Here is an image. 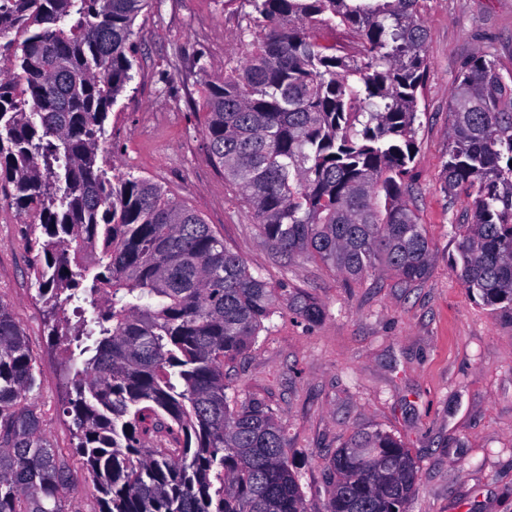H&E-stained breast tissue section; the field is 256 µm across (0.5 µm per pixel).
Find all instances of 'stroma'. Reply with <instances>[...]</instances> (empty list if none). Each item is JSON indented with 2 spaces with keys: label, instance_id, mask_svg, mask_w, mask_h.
<instances>
[{
  "label": "stroma",
  "instance_id": "stroma-1",
  "mask_svg": "<svg viewBox=\"0 0 512 512\" xmlns=\"http://www.w3.org/2000/svg\"><path fill=\"white\" fill-rule=\"evenodd\" d=\"M247 0H149L133 30V80L105 123L102 147L118 171L160 183L221 234L273 288L311 293L324 318L306 324L279 302L267 331L228 375L264 400L288 438L308 512H324L329 465L357 430H382L408 448L418 490L408 512H512V317L464 288L455 236L467 198L443 188L450 94L464 62L486 51L512 69V0H426L428 73L419 94L409 205L424 224L431 273L411 288L388 273L352 280L320 260H287L262 241L238 188L211 161L200 105L208 78L248 47ZM204 56L207 73L194 68ZM30 215L0 191V300L40 367L36 405L54 443L70 446L59 411L57 355L26 249Z\"/></svg>",
  "mask_w": 512,
  "mask_h": 512
}]
</instances>
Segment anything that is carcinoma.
<instances>
[{"instance_id":"obj_1","label":"carcinoma","mask_w":512,"mask_h":512,"mask_svg":"<svg viewBox=\"0 0 512 512\" xmlns=\"http://www.w3.org/2000/svg\"><path fill=\"white\" fill-rule=\"evenodd\" d=\"M258 34L207 84L203 134L268 247L357 280L410 288L431 269L409 207L424 0H247ZM148 0H0V189L34 217L31 277L59 351L72 454L99 512H307L284 427L224 366L247 357L279 296L158 183L99 159L132 80ZM444 190L471 200L460 278L512 316V70L488 52L450 98ZM40 369L0 300V512H68V455L37 412ZM325 512H407L418 476L391 434L358 430L332 456Z\"/></svg>"}]
</instances>
